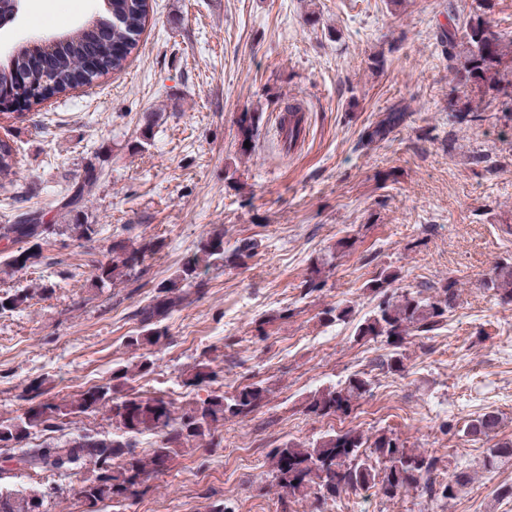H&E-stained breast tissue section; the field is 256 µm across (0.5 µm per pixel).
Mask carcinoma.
<instances>
[{
  "mask_svg": "<svg viewBox=\"0 0 512 512\" xmlns=\"http://www.w3.org/2000/svg\"><path fill=\"white\" fill-rule=\"evenodd\" d=\"M106 2L107 6L99 13L111 17L112 23L99 26L97 31L82 28L56 34L52 88L44 86L41 54L29 45L17 46L6 62H0V84H10L12 96L33 109L47 98L67 92L83 61L98 55L107 42L112 43V55L102 58L99 69L88 73L84 81L90 84L111 72L122 71L138 48L148 23L149 0ZM438 38L454 61L451 70L458 83H476L493 99L512 102V78H507L508 66L512 65V38L505 37L492 20L478 16L462 26L451 14L448 27L440 31ZM408 118L405 108L392 106L368 129L367 143L389 140ZM259 119L255 112L240 115L238 137L243 155L252 151ZM143 121L141 139L131 146L134 152L149 144L153 136V113H146ZM304 122V116L294 112L281 116L278 135L284 151L295 146L303 134ZM16 168V149L9 141L0 139V178L16 175ZM96 181L95 169H87L81 185L66 196L64 207L71 213L85 212ZM43 218L42 212L34 211L15 224L0 225V241L10 242L3 249L0 273L12 276L40 262L43 244L58 231L57 225L46 224ZM71 231L84 240L99 234L98 225L79 219L71 225ZM257 248V241L244 239L228 252L224 248V229L209 231L196 251L183 260L175 277L159 283L151 301L138 310L136 316L141 329L127 337L125 347L129 357L112 367L109 379L61 398L50 393L45 379L30 381L17 394L21 412L11 419H0V448L12 450L16 465L24 469H86L91 477L85 480L81 491L102 500H120L127 498L129 492L136 493L152 476L173 467L186 449L212 443L225 419H243L256 412L270 394L269 387L261 383L247 385L230 397L211 390L205 398H194L183 404L175 403L161 391L145 395L136 388V383L155 365L154 355L148 348L160 349L168 344V330L163 321L192 292L204 286L201 274L212 268L245 266ZM155 249L156 244L150 241L138 242L129 237L112 240L106 259L99 263L92 277L94 286H113L142 266ZM398 280V272L383 270L367 284L377 303L355 331L359 340L381 337L394 347L380 361V366L391 373L403 369L404 355L400 348L406 337L429 336L440 330L459 296L455 280H446L432 295L396 287L394 283ZM484 286L494 292L501 304L512 305V256L495 262ZM38 292L44 289L0 293V313L21 308ZM212 363L211 359L199 361L183 385L201 388L215 382L223 368ZM370 390L371 380L363 373H355L338 386L315 391L308 400L307 411L320 417L346 415ZM93 412L106 416L115 425L112 436L84 433L63 442L29 444L32 436L55 432L61 423ZM498 425V416L488 413L471 420L461 432L465 436L487 435ZM145 434L156 436L157 441L150 450L138 452V438ZM269 459L271 484L289 500L312 493L320 503L334 502L347 492L375 487L387 498L412 490L430 499H448L469 482V475L462 470L446 479H437L432 457L407 448L385 431L366 436L351 429L327 433L312 441L286 440L270 451ZM506 459L512 460V442L490 449L485 464L494 469ZM41 506L38 498L19 490L0 488V512H41Z\"/></svg>",
  "mask_w": 512,
  "mask_h": 512,
  "instance_id": "obj_1",
  "label": "carcinoma"
}]
</instances>
